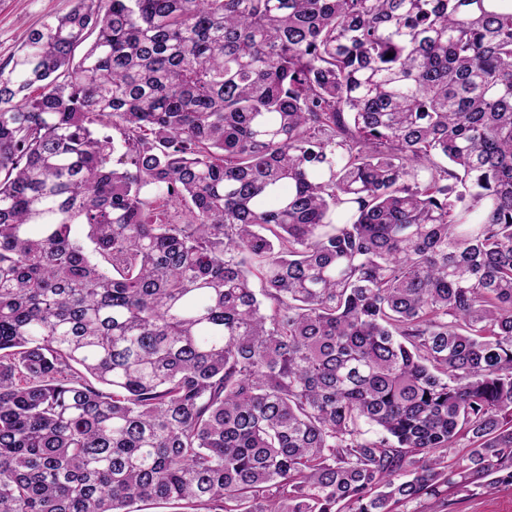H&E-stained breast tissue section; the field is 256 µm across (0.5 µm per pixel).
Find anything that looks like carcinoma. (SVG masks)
I'll list each match as a JSON object with an SVG mask.
<instances>
[{
    "mask_svg": "<svg viewBox=\"0 0 512 512\" xmlns=\"http://www.w3.org/2000/svg\"><path fill=\"white\" fill-rule=\"evenodd\" d=\"M488 477L512 0H74L0 64V512H406Z\"/></svg>",
    "mask_w": 512,
    "mask_h": 512,
    "instance_id": "cac0c4a2",
    "label": "carcinoma"
}]
</instances>
